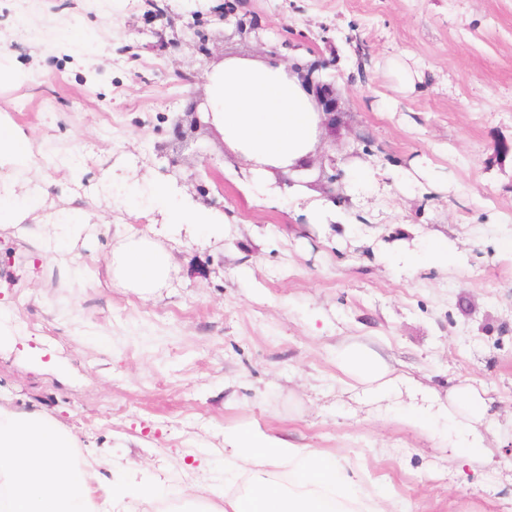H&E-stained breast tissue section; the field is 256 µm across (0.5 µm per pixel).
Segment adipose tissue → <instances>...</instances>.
Here are the masks:
<instances>
[{
  "instance_id": "obj_1",
  "label": "adipose tissue",
  "mask_w": 512,
  "mask_h": 512,
  "mask_svg": "<svg viewBox=\"0 0 512 512\" xmlns=\"http://www.w3.org/2000/svg\"><path fill=\"white\" fill-rule=\"evenodd\" d=\"M210 82L212 122L228 147L248 163L257 183H264L268 168L307 162L320 117L299 79L277 65L227 59ZM29 160L28 138L0 121L1 224H19L42 204L43 189L22 198L16 193L12 169ZM110 266L116 280L148 295L167 280L172 257L149 237H132L113 252ZM339 362L360 383L380 388L398 383L364 349L343 348ZM449 400V418L463 426L449 439V447L463 456H483L484 398L466 385ZM76 448L74 437L44 414L0 406V512H114L128 499L149 501L147 492L104 484L97 464L75 461ZM224 455L231 469L248 479L236 493L208 502L206 512H386L385 496L356 482L353 469L340 459L262 429L228 441ZM275 466L288 468L289 484L273 478Z\"/></svg>"
}]
</instances>
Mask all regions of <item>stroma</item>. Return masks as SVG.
<instances>
[{"label":"stroma","instance_id":"35a3bbf8","mask_svg":"<svg viewBox=\"0 0 512 512\" xmlns=\"http://www.w3.org/2000/svg\"><path fill=\"white\" fill-rule=\"evenodd\" d=\"M228 5L263 45L225 38ZM0 49L35 74L0 83L30 141L16 178L49 192L0 225V405L42 411L108 481L161 501L236 491L224 443L259 427L349 460L391 512H512V0H0ZM231 57L332 60L339 118L314 149L335 154L342 199L292 193L281 169L257 190L192 125ZM395 59L422 73L413 90ZM160 186L219 231L171 224ZM62 215L88 227L46 253ZM142 234L173 259L147 297L109 267ZM440 240L447 265L397 264ZM346 346L401 383L367 391ZM465 385L489 405L493 464L448 446Z\"/></svg>","mask_w":512,"mask_h":512}]
</instances>
